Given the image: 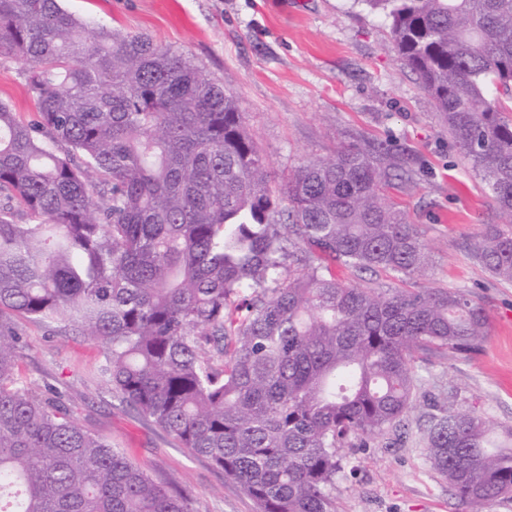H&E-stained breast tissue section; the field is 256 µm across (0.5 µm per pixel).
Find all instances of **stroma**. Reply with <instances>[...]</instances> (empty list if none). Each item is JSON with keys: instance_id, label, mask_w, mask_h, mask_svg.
Wrapping results in <instances>:
<instances>
[{"instance_id": "1", "label": "stroma", "mask_w": 512, "mask_h": 512, "mask_svg": "<svg viewBox=\"0 0 512 512\" xmlns=\"http://www.w3.org/2000/svg\"><path fill=\"white\" fill-rule=\"evenodd\" d=\"M74 17L190 57L225 80L278 183L310 159L332 158L355 140L384 141L412 161L411 187L395 193L425 242L432 265L413 288H466L489 312L482 351L422 366L425 387L512 426V283L493 279L469 256L494 221L462 151L415 75L393 48L385 18L361 0H62ZM26 61L0 56V100L37 117ZM19 378L65 406L86 429L125 449L132 462L193 512H255L253 500L208 458L193 454L129 408L100 375L101 348L74 327L17 317ZM428 410L403 427L346 451L336 478L341 512H467L423 448Z\"/></svg>"}]
</instances>
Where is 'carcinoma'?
Returning a JSON list of instances; mask_svg holds the SVG:
<instances>
[{"label": "carcinoma", "mask_w": 512, "mask_h": 512, "mask_svg": "<svg viewBox=\"0 0 512 512\" xmlns=\"http://www.w3.org/2000/svg\"><path fill=\"white\" fill-rule=\"evenodd\" d=\"M363 2L488 190L499 223L471 258L512 283V0ZM0 54L29 63L38 109L0 101V512H193L21 384L12 314L99 343L112 392L258 512H339L345 449L417 405L418 362L489 332L465 288L326 275L428 271L388 196L412 183L409 157L350 143L278 188L224 82L61 0H0ZM423 443L469 512L512 498V427L444 407Z\"/></svg>", "instance_id": "carcinoma-1"}]
</instances>
